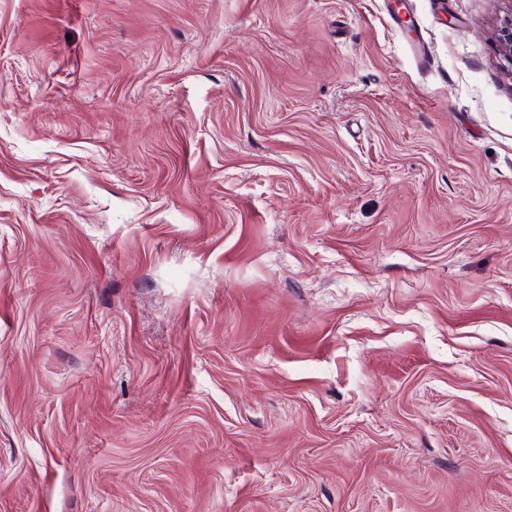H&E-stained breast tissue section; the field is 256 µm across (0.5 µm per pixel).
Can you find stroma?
<instances>
[{"label":"stroma","mask_w":512,"mask_h":512,"mask_svg":"<svg viewBox=\"0 0 512 512\" xmlns=\"http://www.w3.org/2000/svg\"><path fill=\"white\" fill-rule=\"evenodd\" d=\"M506 9L0 0V512H512Z\"/></svg>","instance_id":"obj_1"}]
</instances>
